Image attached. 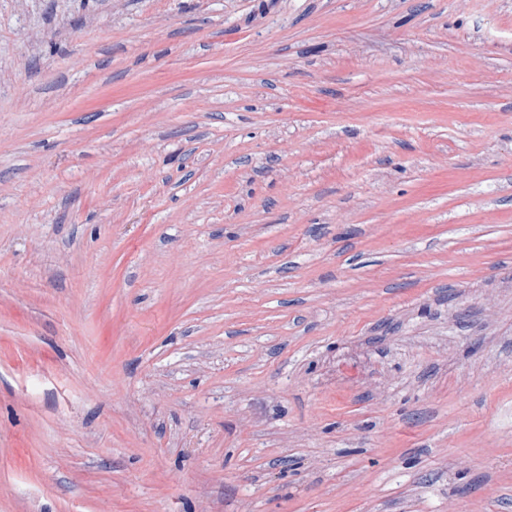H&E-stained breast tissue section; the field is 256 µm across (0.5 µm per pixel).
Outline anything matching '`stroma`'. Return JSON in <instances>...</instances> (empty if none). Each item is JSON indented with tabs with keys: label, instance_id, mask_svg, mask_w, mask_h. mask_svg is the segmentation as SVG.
<instances>
[{
	"label": "stroma",
	"instance_id": "35a3bbf8",
	"mask_svg": "<svg viewBox=\"0 0 512 512\" xmlns=\"http://www.w3.org/2000/svg\"><path fill=\"white\" fill-rule=\"evenodd\" d=\"M0 512H512V0H0Z\"/></svg>",
	"mask_w": 512,
	"mask_h": 512
}]
</instances>
